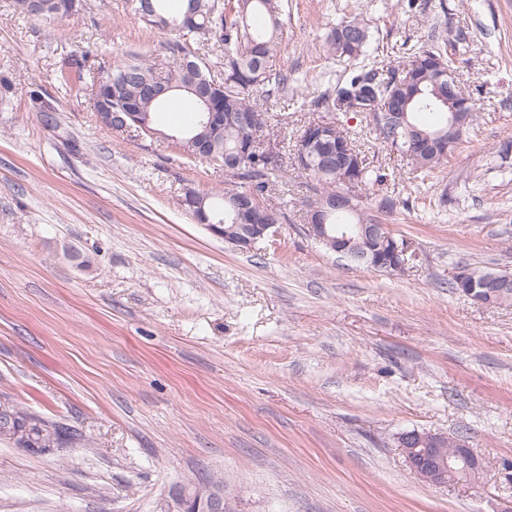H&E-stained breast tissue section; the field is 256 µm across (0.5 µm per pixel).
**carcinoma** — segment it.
Returning <instances> with one entry per match:
<instances>
[{"instance_id":"obj_1","label":"carcinoma","mask_w":512,"mask_h":512,"mask_svg":"<svg viewBox=\"0 0 512 512\" xmlns=\"http://www.w3.org/2000/svg\"><path fill=\"white\" fill-rule=\"evenodd\" d=\"M171 0H126L127 9L146 25L175 33L168 42L167 52L172 68L164 76L167 83L178 86L186 83L187 71L182 60L191 56L198 65L196 76L224 90H215V109L224 113V134L212 143L215 157L236 152L242 166L237 177L227 182L221 193L203 194L205 201L184 197L182 205L190 215L205 212L210 221L224 220L226 224H242L246 214L232 209L227 199L250 196L265 199L271 188L282 178L288 177V167L282 156L269 157L257 149L265 128L271 125L274 115L265 112L260 102L272 96V85L285 88L293 80L288 70L273 69L284 38L286 22L281 0H222V6L213 9L212 0H204L202 13L192 27L175 23L180 9L170 10ZM68 0H43L40 11H30L26 0H14L19 13L37 21H51L69 17ZM220 32L217 43L224 49V72L212 75L204 58L197 54V46L204 41L201 30ZM371 44L368 24L357 17L343 19L333 26L325 37L327 53L349 62L367 55ZM93 50L89 47L67 58L61 68L64 81L82 82L85 72H92V80L104 89L107 102L114 112H147L150 119L160 112L166 102H153L145 89L156 82L153 65L145 56L134 53L127 58L109 63L100 61L89 65ZM451 59L434 45L420 47L411 54L407 66L400 70L389 69L387 76L369 71L351 76L333 88L308 101L319 112H331L337 107L353 109L368 115L378 140L391 151L406 159L413 180L424 181L441 168L454 147L462 141L477 120L474 103L464 107L466 115L455 125L448 124V64ZM195 103V120L179 132L188 138L199 130L204 104L191 93H186ZM333 146L349 154L347 174L352 185L382 187L396 179L395 171L371 167L365 163L347 132L334 124L322 130L318 138L301 133L295 145L294 164L291 167L310 179L306 211L319 212L325 201L336 195L340 188L336 170L327 166L323 154ZM377 215L353 198V206L338 209L325 215L329 235H336L340 224H378ZM414 250L411 243L397 237L390 229L377 235L368 250V259L361 266L390 274L394 266L411 260ZM472 284L479 287L502 281L512 273L483 267L470 268ZM64 434L55 424L40 420L23 409H0V440L14 443L19 448L44 452L62 442Z\"/></svg>"}]
</instances>
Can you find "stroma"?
Here are the masks:
<instances>
[{
  "mask_svg": "<svg viewBox=\"0 0 512 512\" xmlns=\"http://www.w3.org/2000/svg\"><path fill=\"white\" fill-rule=\"evenodd\" d=\"M87 2L40 23L0 0V407L78 434L45 452L0 442V512H169L202 477L233 512H512V305L450 287L465 264L512 271V157L495 155L512 139V0H283L275 66L296 81L266 104L283 156L312 117L300 83L347 79L322 43L355 15L382 74L448 38L481 114L442 172L389 186L404 203L381 220L417 252L395 275L307 234L293 172L265 198L286 220L251 250L196 223L182 197L221 192L223 169L183 155L171 117L154 139L106 129L60 75L92 43L165 64L170 34L125 0ZM333 118L388 163L363 114ZM412 430L464 436L478 482H421L397 442Z\"/></svg>",
  "mask_w": 512,
  "mask_h": 512,
  "instance_id": "35a3bbf8",
  "label": "stroma"
}]
</instances>
